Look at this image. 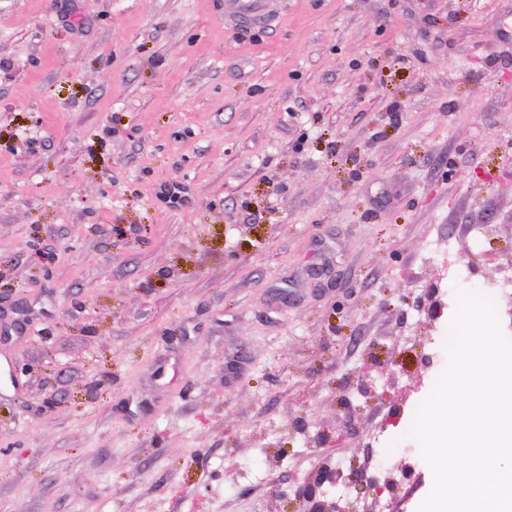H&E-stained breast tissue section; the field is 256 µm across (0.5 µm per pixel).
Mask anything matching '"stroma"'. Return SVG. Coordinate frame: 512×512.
Here are the masks:
<instances>
[{
  "instance_id": "stroma-1",
  "label": "stroma",
  "mask_w": 512,
  "mask_h": 512,
  "mask_svg": "<svg viewBox=\"0 0 512 512\" xmlns=\"http://www.w3.org/2000/svg\"><path fill=\"white\" fill-rule=\"evenodd\" d=\"M226 3L0 0V311H34L0 340V512L432 488L444 259L512 255V0Z\"/></svg>"
}]
</instances>
